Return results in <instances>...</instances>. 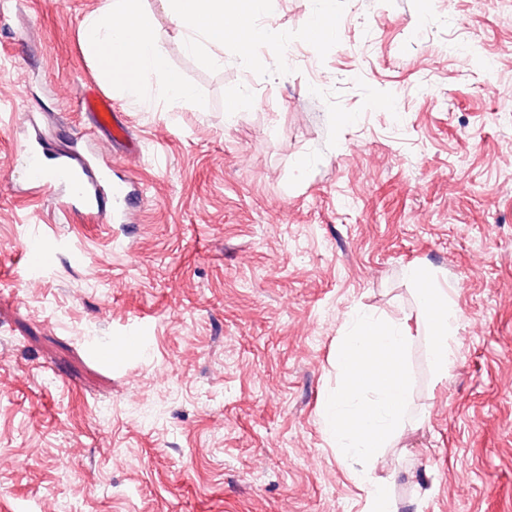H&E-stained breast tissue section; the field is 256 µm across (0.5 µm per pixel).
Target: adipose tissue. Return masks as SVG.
I'll return each instance as SVG.
<instances>
[{"label":"adipose tissue","mask_w":512,"mask_h":512,"mask_svg":"<svg viewBox=\"0 0 512 512\" xmlns=\"http://www.w3.org/2000/svg\"><path fill=\"white\" fill-rule=\"evenodd\" d=\"M171 22L185 34L189 51L206 47L223 50L228 38H237L242 54L252 55L257 44H272L279 35L259 25L270 0H166ZM84 50L113 86L130 99L141 98L147 82H154L168 104L195 100L194 89L170 67L154 37V21L142 0H104L103 7L81 22ZM431 336L430 354L438 377H447L454 363L456 317L448 291L419 266L406 271Z\"/></svg>","instance_id":"1"}]
</instances>
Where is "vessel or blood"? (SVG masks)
Returning <instances> with one entry per match:
<instances>
[{"label":"vessel or blood","instance_id":"b4317fda","mask_svg":"<svg viewBox=\"0 0 512 512\" xmlns=\"http://www.w3.org/2000/svg\"><path fill=\"white\" fill-rule=\"evenodd\" d=\"M75 103L88 117L85 134L88 138L105 137L116 146H124L129 128L116 112L111 100L90 91L78 92ZM27 180L38 184L58 198L63 209L82 206L98 208L102 200H110L112 209L105 213L108 223L124 222L128 209L143 196V189L133 180H112L97 158L74 152H53L37 137L27 138L16 152ZM28 268L45 267L49 261L41 245L39 232H32L24 251Z\"/></svg>","mask_w":512,"mask_h":512}]
</instances>
